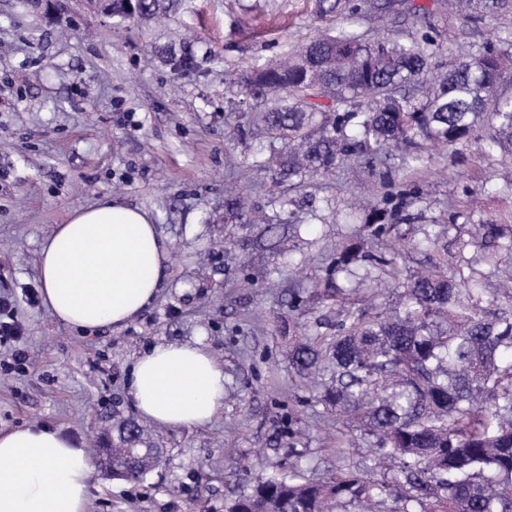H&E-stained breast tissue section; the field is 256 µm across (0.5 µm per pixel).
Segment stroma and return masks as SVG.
<instances>
[{"mask_svg": "<svg viewBox=\"0 0 512 512\" xmlns=\"http://www.w3.org/2000/svg\"><path fill=\"white\" fill-rule=\"evenodd\" d=\"M351 0V13L318 0H163L145 23L121 22L95 0L34 9L0 0V294L26 328L15 349L26 372L0 369V432L48 425L92 450L113 411L132 417L131 362L146 346L202 342L224 366V411L206 425H151L161 465L140 482L97 470L87 512H224V501L258 477L303 459L315 475L359 466L365 448L336 453V413L315 403L288 359L297 320L332 334L342 313L312 281L326 250L350 244L381 178L363 164L285 176L227 73L278 58L318 32L350 25L373 42L430 38L437 52L512 32V11L465 20L440 0ZM428 7L424 17L411 7ZM395 190L421 201L398 224L393 261L404 274L424 260L412 245L461 198L475 221L512 225V169L483 163L474 148L426 154L421 174L386 146ZM268 218L224 214L226 189ZM118 200L146 211L171 246L154 305L123 328L80 332L44 306L39 250L77 209ZM303 293L300 309L289 290Z\"/></svg>", "mask_w": 512, "mask_h": 512, "instance_id": "35a3bbf8", "label": "stroma"}]
</instances>
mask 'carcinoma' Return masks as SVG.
Returning <instances> with one entry per match:
<instances>
[{
  "instance_id": "carcinoma-1",
  "label": "carcinoma",
  "mask_w": 512,
  "mask_h": 512,
  "mask_svg": "<svg viewBox=\"0 0 512 512\" xmlns=\"http://www.w3.org/2000/svg\"><path fill=\"white\" fill-rule=\"evenodd\" d=\"M112 0V15L144 20L160 0ZM470 18L512 10V0H448ZM259 100L257 118L281 143L275 162L288 173L328 171L339 162L384 163L380 147L404 152L413 174L427 143L450 152L472 141L488 160L512 156V42L508 48L473 46L446 58L419 41L370 42L346 26L318 36L276 63L234 77ZM379 204L364 214L374 238L391 235L401 213L420 196L384 183ZM226 211L247 224L262 221ZM471 265L492 264L486 248L501 237L497 224L475 225ZM365 261L376 276L402 289L400 309L365 316L354 306L362 288L343 289L338 275ZM325 301H338L344 319L336 333H313L289 354L304 379L321 374L318 401L361 422L370 438L362 467L329 478L308 477L297 466L259 479L232 496L225 512H512V295L494 308L492 280L450 275L431 258L405 277L385 254L354 243L327 254L321 267ZM112 476L141 481L162 458L136 421L112 423ZM398 461L393 477L375 478L383 460Z\"/></svg>"
}]
</instances>
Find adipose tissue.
<instances>
[{
	"label": "adipose tissue",
	"mask_w": 512,
	"mask_h": 512,
	"mask_svg": "<svg viewBox=\"0 0 512 512\" xmlns=\"http://www.w3.org/2000/svg\"><path fill=\"white\" fill-rule=\"evenodd\" d=\"M170 253L147 212L114 201L72 212L44 241L42 300L77 330L123 327L156 300ZM224 368L204 345L155 343L136 357L128 395L140 418L169 429L205 425L224 410ZM92 462L60 431L0 433V512H86Z\"/></svg>",
	"instance_id": "adipose-tissue-1"
}]
</instances>
